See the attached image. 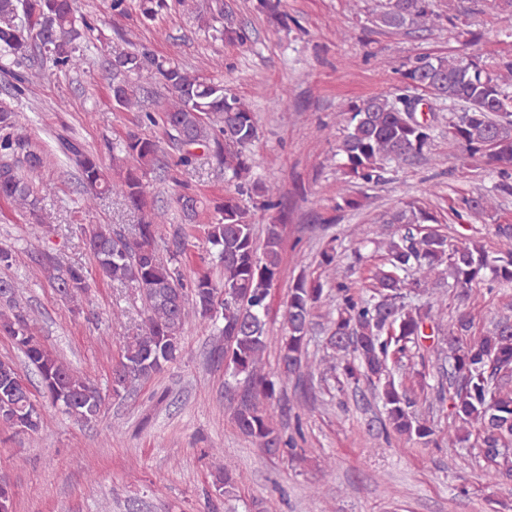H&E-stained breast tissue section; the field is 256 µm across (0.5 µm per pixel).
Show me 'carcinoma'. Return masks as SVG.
Listing matches in <instances>:
<instances>
[{
  "label": "carcinoma",
  "instance_id": "cac0c4a2",
  "mask_svg": "<svg viewBox=\"0 0 512 512\" xmlns=\"http://www.w3.org/2000/svg\"><path fill=\"white\" fill-rule=\"evenodd\" d=\"M262 9L276 23L287 26L280 0H260ZM142 16L150 21L168 9V0H138ZM378 28L423 31L439 25L442 15L435 0H380L371 13ZM224 18L223 0H213L208 10L197 13L199 25L224 39L244 43L249 34L241 26L217 27ZM94 21L77 14V0H0V58L23 64L34 56H47L59 70L81 68L84 54L79 39L93 32ZM112 71V100L128 111L143 113L149 124L161 119L180 146L177 164L188 166L199 150L206 151L237 181V194L212 201L204 241L214 254L220 277L201 271L184 280L179 269L163 262L155 242L171 223L168 211L146 210L144 178L160 160V142L131 133L124 140L123 157L106 168L96 153L81 143L67 141L64 150L77 166L86 189L84 205L91 209L103 194L123 198L144 213L133 236L110 224L81 227L94 258V271L84 266L61 264L40 246L33 235L25 253L51 283L60 299L73 302L90 288L96 274L127 283L145 300L144 326L133 336L122 337V356L113 372V393L139 379L164 370L182 356L181 334L190 319L210 321L213 312L222 318L224 341L218 358L232 371L245 375V386L233 419L239 431L272 458L300 459L304 449L296 438L273 425L278 406L276 384L300 373L307 360L314 308L325 297L336 301V316L327 322L326 345L332 350L329 365L337 388H359L367 383L384 408L378 434L388 444L413 442L441 447L439 430L431 417L448 411V448L476 436L479 452L487 463L488 484L512 480V320L505 317L480 336L471 335L474 315L457 311L453 340L448 349L435 341L448 311V289L437 282V271H450L457 297L467 300L472 286L490 288L512 285V224L494 225L499 249L489 251L476 239L449 240L438 226L437 216L407 202L386 220L398 225L397 237L387 244L386 262L372 275V294L365 296L338 274L340 255L325 248L314 278L300 275L289 288L284 314V336H268L265 317L268 297L278 280L282 261V229L266 226L262 245H257L249 210L239 195L245 187L264 197L269 209L277 206L273 189L251 183L252 165L246 150L259 135L256 114L240 97L224 88L221 79H204L171 60L134 51H122L108 60ZM147 72L162 89L160 117L143 110L144 89L133 77ZM421 84L431 96L448 103L454 118L448 137L470 156L481 155L496 165L494 182L485 193L459 199L456 215L475 217L493 209L498 197L512 196V58L494 67L463 54L417 56L399 72L395 97L376 95L342 110L346 134L339 146L341 166L355 181H385L387 165L424 156L434 140L431 123L403 109L410 93ZM45 164L43 154L32 148L27 132L15 113L0 104V198L34 217L47 228L34 194V176ZM184 226L174 230L175 253L188 245L187 225L199 217L196 196L175 198ZM26 285L14 278H0V333L8 336L38 373L42 398L60 405L79 422L95 420L103 411L104 397L87 379L75 374L46 349L32 330L25 312L17 306ZM424 296L418 305L408 295ZM276 344V370H264L263 356ZM433 355L448 360L446 379L454 387L432 393L421 384L420 393H409L395 382L390 365L412 367L413 359ZM20 432H37L43 424L41 405L22 384L17 368L0 360V421ZM233 471L224 468L216 477V490H235Z\"/></svg>",
  "mask_w": 512,
  "mask_h": 512
}]
</instances>
